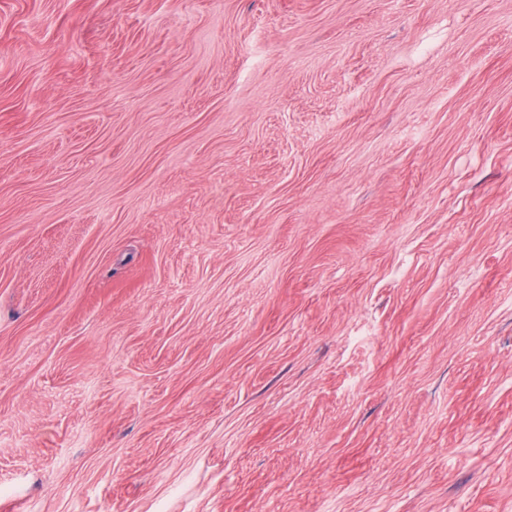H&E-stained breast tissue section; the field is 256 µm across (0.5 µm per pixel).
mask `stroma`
Returning <instances> with one entry per match:
<instances>
[{"label": "stroma", "mask_w": 512, "mask_h": 512, "mask_svg": "<svg viewBox=\"0 0 512 512\" xmlns=\"http://www.w3.org/2000/svg\"><path fill=\"white\" fill-rule=\"evenodd\" d=\"M512 512V0H0V508Z\"/></svg>", "instance_id": "1"}]
</instances>
